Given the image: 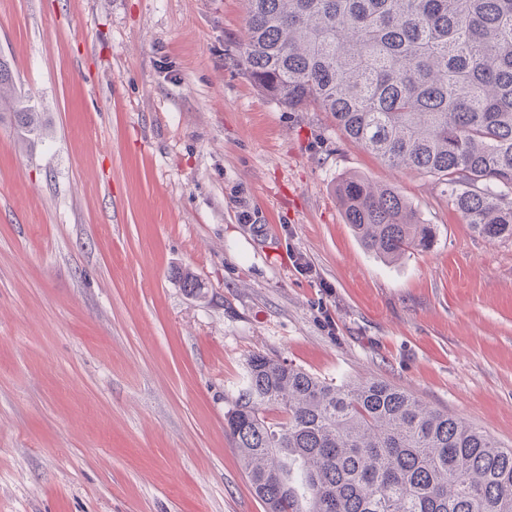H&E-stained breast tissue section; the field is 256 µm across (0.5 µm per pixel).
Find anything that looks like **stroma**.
Listing matches in <instances>:
<instances>
[{
    "instance_id": "stroma-1",
    "label": "stroma",
    "mask_w": 512,
    "mask_h": 512,
    "mask_svg": "<svg viewBox=\"0 0 512 512\" xmlns=\"http://www.w3.org/2000/svg\"><path fill=\"white\" fill-rule=\"evenodd\" d=\"M244 24L245 0H0L45 125L0 100V512H265L224 430L254 354L512 448V242L260 92ZM350 175L395 186L432 248L365 250ZM22 99V96L14 99L17 103L15 106L16 108L12 113L14 122L18 127H21L30 135H39L38 132L40 131V112H33L31 106L25 103V101Z\"/></svg>"
}]
</instances>
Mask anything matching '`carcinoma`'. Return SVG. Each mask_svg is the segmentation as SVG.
Here are the masks:
<instances>
[{"instance_id":"carcinoma-1","label":"carcinoma","mask_w":512,"mask_h":512,"mask_svg":"<svg viewBox=\"0 0 512 512\" xmlns=\"http://www.w3.org/2000/svg\"><path fill=\"white\" fill-rule=\"evenodd\" d=\"M239 48L267 96L328 113L389 166L436 178L475 234L512 241V0H246ZM12 116L40 131L20 97ZM336 196L385 259L436 239L393 187L351 175ZM226 426L266 512H512V448L385 381L255 354Z\"/></svg>"}]
</instances>
